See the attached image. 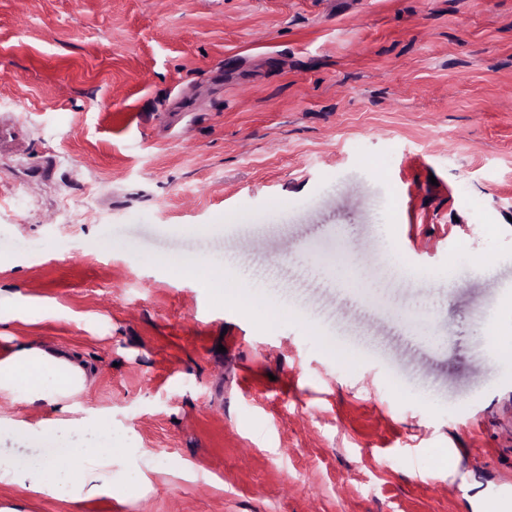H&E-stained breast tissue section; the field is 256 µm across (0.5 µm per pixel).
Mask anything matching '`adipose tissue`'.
Returning <instances> with one entry per match:
<instances>
[{
	"label": "adipose tissue",
	"mask_w": 512,
	"mask_h": 512,
	"mask_svg": "<svg viewBox=\"0 0 512 512\" xmlns=\"http://www.w3.org/2000/svg\"><path fill=\"white\" fill-rule=\"evenodd\" d=\"M46 374L51 375L55 383L49 393L42 385ZM23 376L30 381L29 400H48L62 413L67 410V399L82 391L89 379L86 366L73 355L49 352L28 344L19 345L9 357L0 359V392L14 390ZM31 439L44 450L39 462L22 464L0 454V484L51 496L63 489L74 501L96 497L108 489L112 461L121 454L111 440L79 443L62 458L49 450L52 434L35 433Z\"/></svg>",
	"instance_id": "adipose-tissue-1"
}]
</instances>
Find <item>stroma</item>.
I'll use <instances>...</instances> for the list:
<instances>
[{
	"mask_svg": "<svg viewBox=\"0 0 512 512\" xmlns=\"http://www.w3.org/2000/svg\"><path fill=\"white\" fill-rule=\"evenodd\" d=\"M2 130L0 359L76 353L69 419L127 454L0 506L512 496V0H0ZM25 390L33 463L60 415Z\"/></svg>",
	"mask_w": 512,
	"mask_h": 512,
	"instance_id": "stroma-1",
	"label": "stroma"
}]
</instances>
